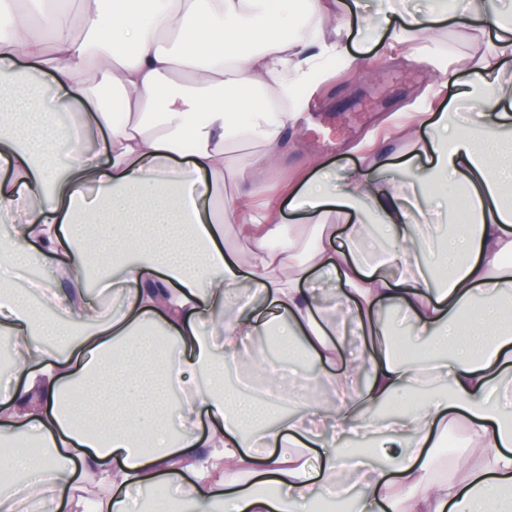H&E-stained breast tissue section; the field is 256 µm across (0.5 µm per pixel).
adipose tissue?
I'll return each mask as SVG.
<instances>
[{
    "label": "adipose tissue",
    "instance_id": "ef3b65f1",
    "mask_svg": "<svg viewBox=\"0 0 512 512\" xmlns=\"http://www.w3.org/2000/svg\"><path fill=\"white\" fill-rule=\"evenodd\" d=\"M34 3L0 31V91L19 84L23 59L51 83L0 106V169L13 174L0 181L12 360L0 512H130L133 492L159 485L178 488L177 512H309L343 473L352 512H512V424L492 400L512 376V6L431 0L395 21L363 16L360 0H94L78 15L69 0ZM447 24L474 29L481 48L464 69L441 67L434 89L456 87L476 115L420 112L402 130L424 176L460 186L463 229L423 223L427 196L379 176L372 152L341 186L317 156L289 186L314 242L278 203L255 206L304 129L297 91L327 60ZM84 103L96 110L79 125L99 145L61 152L59 107ZM232 222L247 259L224 245ZM32 258L54 263L37 300L10 286ZM96 269L121 302L108 313L85 296ZM323 275L362 338V356L337 372L347 338L314 287ZM266 303L279 313L262 321ZM386 309L405 329L382 334ZM271 328L331 367L274 418L224 385ZM456 419L486 450L461 479L434 472ZM355 439L373 455L356 458Z\"/></svg>",
    "mask_w": 512,
    "mask_h": 512
}]
</instances>
